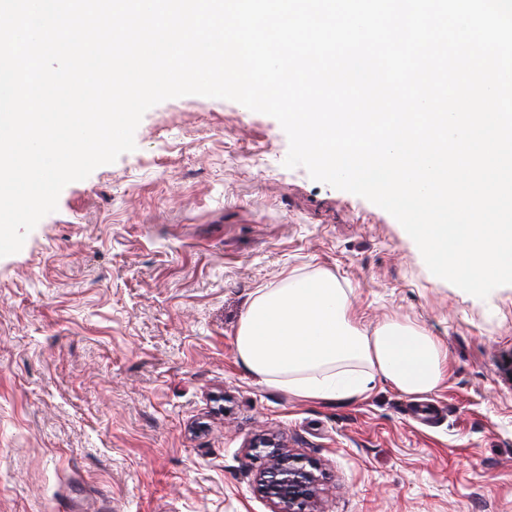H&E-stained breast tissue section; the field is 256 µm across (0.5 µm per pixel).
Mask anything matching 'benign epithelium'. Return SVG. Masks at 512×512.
<instances>
[{
  "instance_id": "obj_1",
  "label": "benign epithelium",
  "mask_w": 512,
  "mask_h": 512,
  "mask_svg": "<svg viewBox=\"0 0 512 512\" xmlns=\"http://www.w3.org/2000/svg\"><path fill=\"white\" fill-rule=\"evenodd\" d=\"M252 447L269 449L268 465L260 472L258 481L272 512H322L317 476L299 458L284 450L274 436L258 438Z\"/></svg>"
}]
</instances>
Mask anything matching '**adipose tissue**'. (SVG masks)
Instances as JSON below:
<instances>
[{
	"mask_svg": "<svg viewBox=\"0 0 512 512\" xmlns=\"http://www.w3.org/2000/svg\"><path fill=\"white\" fill-rule=\"evenodd\" d=\"M235 349L260 383L318 402L361 396L379 379L408 395L428 394L447 360L439 341L413 324L361 327L347 290L325 271L257 289L241 315Z\"/></svg>",
	"mask_w": 512,
	"mask_h": 512,
	"instance_id": "obj_1",
	"label": "adipose tissue"
}]
</instances>
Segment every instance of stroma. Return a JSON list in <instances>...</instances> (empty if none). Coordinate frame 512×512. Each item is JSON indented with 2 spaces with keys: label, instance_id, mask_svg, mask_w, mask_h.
I'll list each match as a JSON object with an SVG mask.
<instances>
[{
  "label": "stroma",
  "instance_id": "stroma-1",
  "mask_svg": "<svg viewBox=\"0 0 512 512\" xmlns=\"http://www.w3.org/2000/svg\"><path fill=\"white\" fill-rule=\"evenodd\" d=\"M135 143L0 258V512H271L262 435L319 476L323 512H512V285L437 279L393 216L284 167L279 122L237 102H161ZM318 270L366 328L435 336L438 388L324 403L260 384L235 351L244 309Z\"/></svg>",
  "mask_w": 512,
  "mask_h": 512
}]
</instances>
